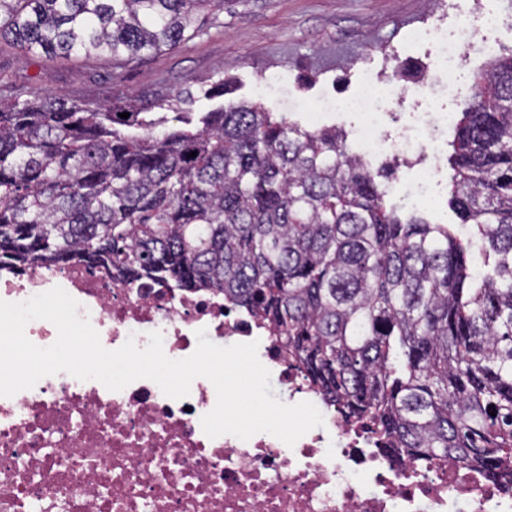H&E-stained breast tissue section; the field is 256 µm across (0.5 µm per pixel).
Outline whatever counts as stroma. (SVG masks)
I'll return each mask as SVG.
<instances>
[{"label": "stroma", "instance_id": "obj_1", "mask_svg": "<svg viewBox=\"0 0 512 512\" xmlns=\"http://www.w3.org/2000/svg\"><path fill=\"white\" fill-rule=\"evenodd\" d=\"M438 8L439 0H224L199 36L124 68L31 55L4 41L0 101L58 93L105 107L130 92H196L225 80L232 89L223 104L256 102L297 120L331 101L323 127L349 132L360 117L347 103L371 79L401 97L403 111H420L412 83L393 75L404 62L430 69L432 110L453 111L459 93L432 68L436 45L405 40Z\"/></svg>", "mask_w": 512, "mask_h": 512}]
</instances>
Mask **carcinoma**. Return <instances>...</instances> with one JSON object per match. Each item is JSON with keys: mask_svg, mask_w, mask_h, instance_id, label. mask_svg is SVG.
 <instances>
[{"mask_svg": "<svg viewBox=\"0 0 512 512\" xmlns=\"http://www.w3.org/2000/svg\"><path fill=\"white\" fill-rule=\"evenodd\" d=\"M217 5L0 0V40L125 67L197 36ZM194 101L0 102V270L104 266L122 283L221 292L326 404L388 443L512 474V49L473 75L448 143L466 240L387 204L384 170L343 130ZM155 109L186 128L156 131Z\"/></svg>", "mask_w": 512, "mask_h": 512, "instance_id": "obj_1", "label": "carcinoma"}]
</instances>
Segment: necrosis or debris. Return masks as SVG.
Listing matches in <instances>:
<instances>
[{"instance_id": "obj_1", "label": "necrosis or debris", "mask_w": 512, "mask_h": 512, "mask_svg": "<svg viewBox=\"0 0 512 512\" xmlns=\"http://www.w3.org/2000/svg\"><path fill=\"white\" fill-rule=\"evenodd\" d=\"M447 19L440 8L428 31L442 38L437 67L455 83L470 56L491 50L482 28L503 19L466 17L450 41L443 37ZM380 97L369 85L354 101L361 115L354 139L366 156L414 157L420 176L404 197L424 195L439 148L435 137L418 138L413 129L451 125L454 115L380 112ZM56 286L78 301V315L109 350L130 338L145 346L158 331L165 354L183 359L202 328L221 345L257 342L289 403L311 402L323 424L291 447L268 433L212 439L201 426L217 400L208 379H195L189 395L175 400L148 379L112 391L61 372L0 397V512H512V483L382 448L370 423L325 405L273 333L221 294L119 283L98 268L50 267L0 277V300L23 302Z\"/></svg>"}]
</instances>
